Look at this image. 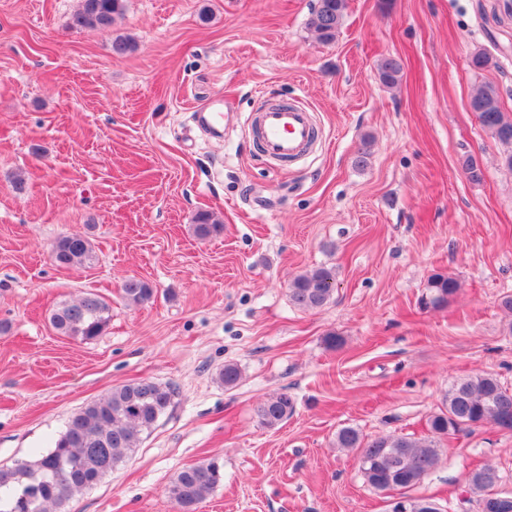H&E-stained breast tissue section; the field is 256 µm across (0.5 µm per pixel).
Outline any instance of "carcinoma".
I'll use <instances>...</instances> for the list:
<instances>
[{"label":"carcinoma","mask_w":512,"mask_h":512,"mask_svg":"<svg viewBox=\"0 0 512 512\" xmlns=\"http://www.w3.org/2000/svg\"><path fill=\"white\" fill-rule=\"evenodd\" d=\"M125 0H79L69 28L111 29L123 15ZM348 8V0H316L310 27L324 44L336 41ZM133 37L118 34L112 53L123 56L135 51ZM378 76L386 86L398 83L401 64L387 57L378 64ZM470 107L480 125L500 143L512 147V119L501 109L496 87L486 84L473 96ZM222 225L203 212L196 218L195 234L202 238L220 233ZM51 257L59 266L84 265L93 261L90 241L79 234L62 235L54 242ZM335 272L326 267L305 271L289 285V299L301 310H318L332 299ZM460 288L457 279L435 274L428 280L421 304L444 308ZM122 298L141 305L154 295L151 285L130 277L121 284ZM112 318V305L102 296L88 292L59 302L49 315L57 334L81 341L104 331ZM241 377L238 365L227 363L218 373L227 389ZM176 392L170 385L140 380L112 388L74 412L54 445L12 467L0 468V512H62L73 496L103 480L151 434L159 418L173 405ZM295 411L293 399L282 392L261 402L256 413L262 425L275 428ZM473 426H491L512 432V388L491 374H479L453 383L442 407L428 420L430 437L381 436L366 439L354 427L336 432V447L354 450L367 484L377 492L395 491L407 499L403 512H419L424 495L411 496L439 465L442 441ZM503 477L489 464L465 473L464 492L477 498L479 512H512V493L496 490ZM224 481L223 466L215 459L203 460L181 469L171 480L167 494L177 512H196L200 503Z\"/></svg>","instance_id":"carcinoma-1"}]
</instances>
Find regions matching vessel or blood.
Segmentation results:
<instances>
[{
	"mask_svg": "<svg viewBox=\"0 0 512 512\" xmlns=\"http://www.w3.org/2000/svg\"><path fill=\"white\" fill-rule=\"evenodd\" d=\"M247 127L258 153L277 162L305 158L322 136L313 112L292 102L261 104L250 113Z\"/></svg>",
	"mask_w": 512,
	"mask_h": 512,
	"instance_id": "obj_1",
	"label": "vessel or blood"
}]
</instances>
